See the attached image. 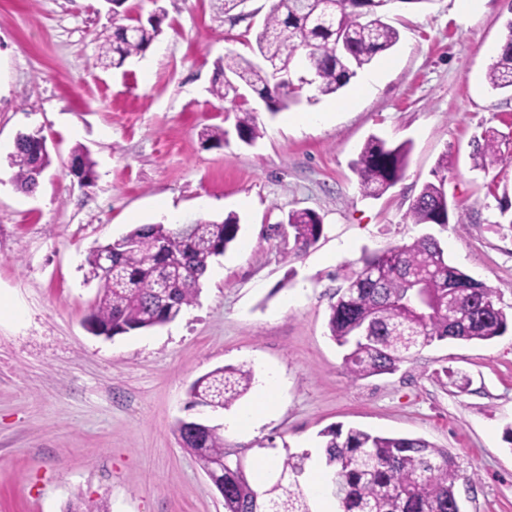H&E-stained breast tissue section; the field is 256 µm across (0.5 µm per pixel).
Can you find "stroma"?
Here are the masks:
<instances>
[{
    "label": "stroma",
    "mask_w": 512,
    "mask_h": 512,
    "mask_svg": "<svg viewBox=\"0 0 512 512\" xmlns=\"http://www.w3.org/2000/svg\"><path fill=\"white\" fill-rule=\"evenodd\" d=\"M272 0H245L237 21L218 0H127L161 33L120 68L99 64L112 32L105 0H0V512H224L221 494L175 435L190 384L224 365L271 380L274 409L225 431L231 457L257 474L272 448L315 451L331 425L420 437L459 457L474 486L464 512H512V327L489 342L440 341L391 374L350 381L326 333L337 269L363 253L423 235L512 312V92L485 79L512 20V0H392L400 39L367 67L372 90L351 109L342 89L270 113L251 100L263 135L242 142L210 93L219 59L251 56ZM328 113L307 127L296 116ZM224 126L221 146L203 144ZM42 129L51 156L36 192L12 180L19 133ZM497 130L506 154L475 169L472 143ZM409 142L403 178L385 194L360 189L352 164L370 136ZM95 161L93 187L69 173L71 152ZM448 158L445 190L462 221L406 215ZM315 212L319 241L293 255L273 233L293 210ZM240 218L237 244L214 258L196 304L173 322L107 339L85 320L98 284L90 249L143 224ZM469 379L460 390L442 375Z\"/></svg>",
    "instance_id": "1"
}]
</instances>
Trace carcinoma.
I'll list each match as a JSON object with an SVG mask.
<instances>
[{"label":"carcinoma","mask_w":512,"mask_h":512,"mask_svg":"<svg viewBox=\"0 0 512 512\" xmlns=\"http://www.w3.org/2000/svg\"><path fill=\"white\" fill-rule=\"evenodd\" d=\"M387 5L388 0H273L253 51L288 74L305 63L317 95H333L397 44L398 30L385 21ZM160 24L158 18L146 25L139 19L113 25L101 46L100 62L122 67L149 48L161 33ZM226 67L238 83L265 94L274 114L296 99V91L288 87L269 89V70L235 56L231 64L217 65L210 92L219 100L229 95ZM486 81L494 90H512V19ZM231 111L244 143L262 136L251 111L236 103ZM40 133L19 134L9 157L13 181L26 193L38 187L37 171L51 164L49 151L38 143ZM409 151L405 142L390 146L370 137L353 166L363 193L378 197L393 187L403 176ZM72 157L77 162L72 175L80 185L93 186L97 175L88 151L78 146ZM473 160L482 170L504 161L495 133L488 131L476 142ZM446 171L445 154L438 162L437 182L424 184L411 205L412 223H450L454 207L444 189ZM287 224L296 256L313 246L323 230L320 218L308 210L289 212ZM239 230L235 214L220 221L144 224L121 237L124 247L114 250L109 242L92 248L85 262L90 277L98 281V298L86 319L88 329L111 338L174 321L194 303L213 259L224 254ZM387 252V257L367 255L344 265V286L330 306L328 333L344 349L343 366L351 380L391 374L436 341H490L507 331L509 317L494 302V289L451 265L434 237L425 235ZM253 378L252 369L244 365L211 370L190 384L189 408L227 409L248 392ZM175 432L213 486L224 488V512H313L300 484L308 452L284 448L277 477L262 488L239 464L218 467L227 456L222 426L181 419ZM320 436L325 466L333 472L330 493L340 512H463L458 483L471 477L447 449L423 438L355 427L329 426Z\"/></svg>","instance_id":"obj_1"}]
</instances>
